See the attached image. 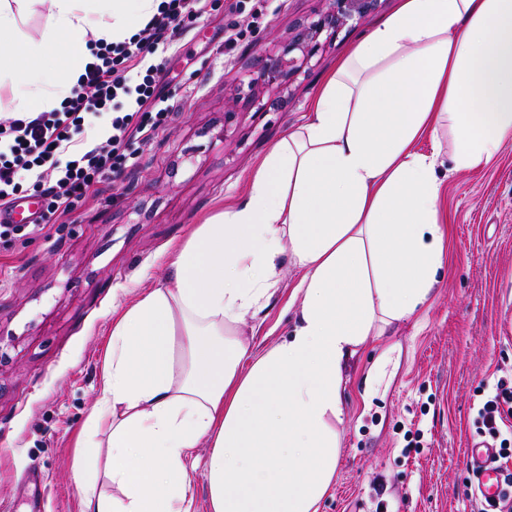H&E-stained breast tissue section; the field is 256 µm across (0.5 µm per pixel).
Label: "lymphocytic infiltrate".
Instances as JSON below:
<instances>
[{"mask_svg": "<svg viewBox=\"0 0 512 512\" xmlns=\"http://www.w3.org/2000/svg\"><path fill=\"white\" fill-rule=\"evenodd\" d=\"M198 0H162L157 12L139 33L117 42L89 41L90 59L78 87L59 108L44 112H15L0 117V209L16 200L22 178H33L45 205L33 230L54 223L109 174L132 157L133 140L147 141L157 124L138 120V113L174 111L168 98L155 94L161 66L147 64V56L167 51L168 40L184 19L197 14ZM135 104L126 112L123 101ZM93 111L112 115L109 136L75 147L85 117ZM478 431L498 446V468L504 490L493 512H512V378H499L493 392L477 410Z\"/></svg>", "mask_w": 512, "mask_h": 512, "instance_id": "f902f5d3", "label": "lymphocytic infiltrate"}]
</instances>
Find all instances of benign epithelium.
Returning a JSON list of instances; mask_svg holds the SVG:
<instances>
[{"instance_id": "benign-epithelium-1", "label": "benign epithelium", "mask_w": 512, "mask_h": 512, "mask_svg": "<svg viewBox=\"0 0 512 512\" xmlns=\"http://www.w3.org/2000/svg\"><path fill=\"white\" fill-rule=\"evenodd\" d=\"M326 7L319 11L318 19L302 28L282 46L281 50L268 56L266 62L245 78L233 84L232 99L241 98L264 110L261 93L274 85L280 87L290 74L307 66L321 49L320 36L325 31L338 32L351 21L365 19L377 6L379 0H324Z\"/></svg>"}]
</instances>
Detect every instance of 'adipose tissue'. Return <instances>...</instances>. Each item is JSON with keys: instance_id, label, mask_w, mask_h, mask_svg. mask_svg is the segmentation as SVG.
I'll return each instance as SVG.
<instances>
[{"instance_id": "adipose-tissue-1", "label": "adipose tissue", "mask_w": 512, "mask_h": 512, "mask_svg": "<svg viewBox=\"0 0 512 512\" xmlns=\"http://www.w3.org/2000/svg\"><path fill=\"white\" fill-rule=\"evenodd\" d=\"M55 42L30 40L17 108L68 96L88 40L129 36L159 0H48ZM48 55L59 67L42 66ZM453 170L512 142V0H398L339 60L302 124L172 244L170 279L113 309L100 396L104 468L78 475L82 512H320L339 457L345 368L429 300L446 252L438 153ZM301 275L290 333L249 356L240 326ZM209 450L205 465L193 451ZM111 483L113 494L101 486Z\"/></svg>"}]
</instances>
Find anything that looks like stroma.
<instances>
[{
  "mask_svg": "<svg viewBox=\"0 0 512 512\" xmlns=\"http://www.w3.org/2000/svg\"><path fill=\"white\" fill-rule=\"evenodd\" d=\"M202 0L181 23L157 90L178 108L117 174L57 223L0 247V512H81L75 481L93 459L82 440L101 383L112 310L163 281L171 243L222 201L303 121L310 100L349 46L391 13L380 0L308 67L224 120L226 88L278 53L322 0ZM258 35L225 46L232 20ZM450 139L439 151L447 258L428 304L360 348L346 369L335 483L321 512H477L468 443L484 391L512 373V147L457 172ZM300 273L285 266L278 291L242 332L261 353L290 332L287 305ZM421 445L407 447V430Z\"/></svg>",
  "mask_w": 512,
  "mask_h": 512,
  "instance_id": "35a3bbf8",
  "label": "stroma"
}]
</instances>
